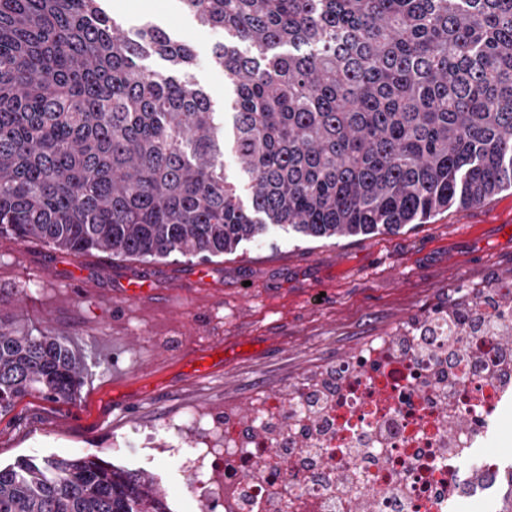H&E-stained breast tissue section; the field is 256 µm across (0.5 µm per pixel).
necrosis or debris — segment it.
Returning <instances> with one entry per match:
<instances>
[{
    "label": "necrosis or debris",
    "instance_id": "obj_1",
    "mask_svg": "<svg viewBox=\"0 0 512 512\" xmlns=\"http://www.w3.org/2000/svg\"><path fill=\"white\" fill-rule=\"evenodd\" d=\"M501 318L464 338L423 318L308 371L247 412L187 416L201 446L182 467L196 512H491L498 422L512 413V345ZM480 454L481 487L460 459Z\"/></svg>",
    "mask_w": 512,
    "mask_h": 512
}]
</instances>
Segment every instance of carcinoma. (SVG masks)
Here are the masks:
<instances>
[{"instance_id":"1","label":"carcinoma","mask_w":512,"mask_h":512,"mask_svg":"<svg viewBox=\"0 0 512 512\" xmlns=\"http://www.w3.org/2000/svg\"><path fill=\"white\" fill-rule=\"evenodd\" d=\"M99 2L0 0V236L210 259L273 226L393 233L512 188V0H182L222 35L223 114L177 77L188 40L131 37ZM151 52L168 72L137 64ZM81 382L59 338L0 321V413ZM0 512L171 510L87 455L0 466Z\"/></svg>"}]
</instances>
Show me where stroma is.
Wrapping results in <instances>:
<instances>
[{
  "label": "stroma",
  "instance_id": "35a3bbf8",
  "mask_svg": "<svg viewBox=\"0 0 512 512\" xmlns=\"http://www.w3.org/2000/svg\"><path fill=\"white\" fill-rule=\"evenodd\" d=\"M125 32L152 23L189 40L190 74L223 111L230 95L211 61L217 32L181 0H103ZM205 281L194 284L196 269ZM150 281L129 301L128 278ZM512 280V189L468 209L449 208L394 234L310 239L274 229L209 260L74 255L0 237V318L75 349L83 384L53 403L33 394L0 416V465L95 454L152 476L172 512H195L186 475L168 451L173 422L218 414L256 389L275 392L308 371L418 315L447 307L459 290ZM224 341L239 352L200 380L177 365L187 348ZM141 391L126 406L122 394Z\"/></svg>",
  "mask_w": 512,
  "mask_h": 512
}]
</instances>
